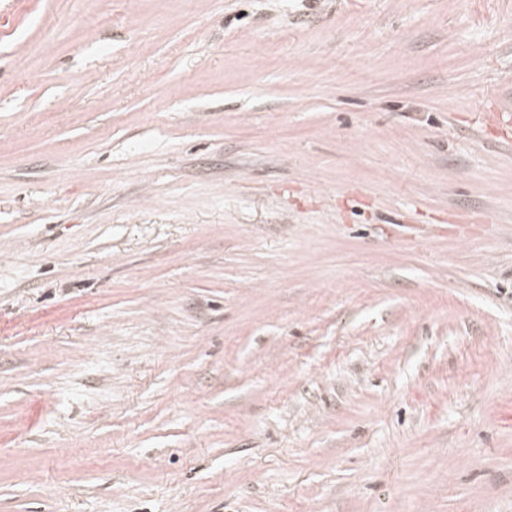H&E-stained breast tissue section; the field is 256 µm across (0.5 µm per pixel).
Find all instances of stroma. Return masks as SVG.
Instances as JSON below:
<instances>
[{
  "label": "stroma",
  "mask_w": 512,
  "mask_h": 512,
  "mask_svg": "<svg viewBox=\"0 0 512 512\" xmlns=\"http://www.w3.org/2000/svg\"><path fill=\"white\" fill-rule=\"evenodd\" d=\"M0 512H512V0H0Z\"/></svg>",
  "instance_id": "stroma-1"
}]
</instances>
